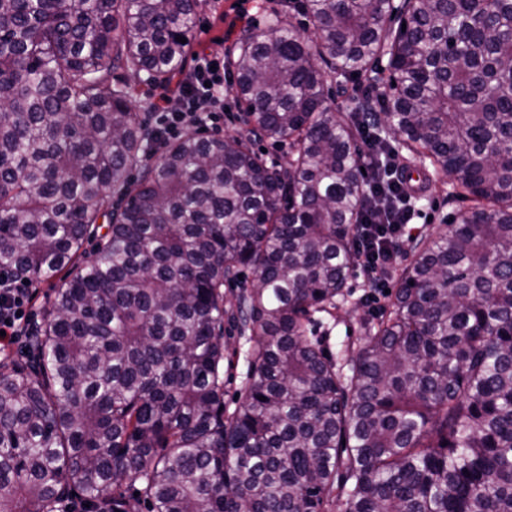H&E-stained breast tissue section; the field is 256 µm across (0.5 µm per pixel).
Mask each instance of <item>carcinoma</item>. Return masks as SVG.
I'll return each mask as SVG.
<instances>
[{
	"mask_svg": "<svg viewBox=\"0 0 512 512\" xmlns=\"http://www.w3.org/2000/svg\"><path fill=\"white\" fill-rule=\"evenodd\" d=\"M299 2L313 40L278 9L233 62L250 124L292 148L276 169L240 135L151 160L112 79L172 81L197 0H0V267L68 272L31 359L0 360V512H130L131 490L148 512H512V0ZM384 54L390 98L357 84ZM387 123L471 205L404 268L344 383L307 322L355 269L360 125L387 165ZM226 321L254 336L230 413Z\"/></svg>",
	"mask_w": 512,
	"mask_h": 512,
	"instance_id": "1",
	"label": "carcinoma"
}]
</instances>
